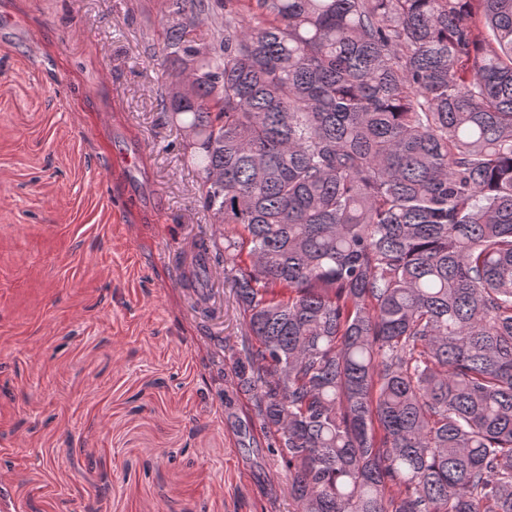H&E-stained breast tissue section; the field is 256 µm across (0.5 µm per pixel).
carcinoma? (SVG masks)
Masks as SVG:
<instances>
[{
	"label": "carcinoma",
	"instance_id": "1",
	"mask_svg": "<svg viewBox=\"0 0 512 512\" xmlns=\"http://www.w3.org/2000/svg\"><path fill=\"white\" fill-rule=\"evenodd\" d=\"M171 4L150 62L296 512H512V0Z\"/></svg>",
	"mask_w": 512,
	"mask_h": 512
}]
</instances>
